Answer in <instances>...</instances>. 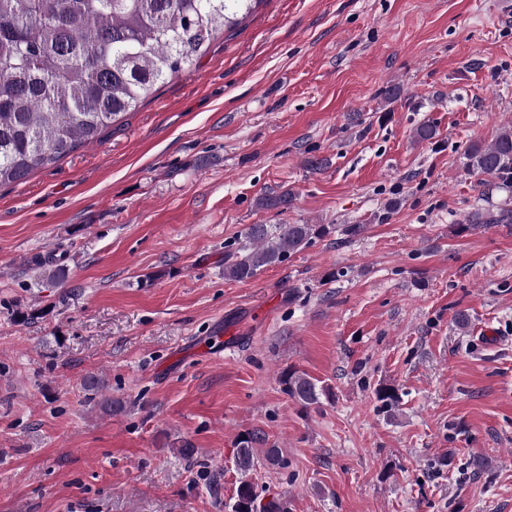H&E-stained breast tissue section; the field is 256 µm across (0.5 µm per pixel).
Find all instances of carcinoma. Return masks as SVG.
<instances>
[{
    "label": "carcinoma",
    "instance_id": "1",
    "mask_svg": "<svg viewBox=\"0 0 512 512\" xmlns=\"http://www.w3.org/2000/svg\"><path fill=\"white\" fill-rule=\"evenodd\" d=\"M262 0H0V186L26 179L100 138L155 86L189 69L217 36ZM467 168L512 185V129L494 143H472ZM473 224H512V209L472 212ZM330 224H252L224 261V277L244 281L330 233ZM302 406H319L331 389L306 374H281ZM258 449L244 438L239 470L253 469ZM249 482L234 512L255 506Z\"/></svg>",
    "mask_w": 512,
    "mask_h": 512
}]
</instances>
